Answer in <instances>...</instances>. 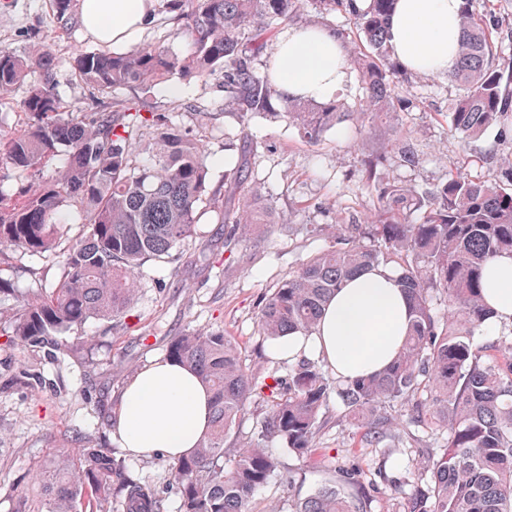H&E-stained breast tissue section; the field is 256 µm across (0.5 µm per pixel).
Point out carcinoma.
Segmentation results:
<instances>
[{"label": "carcinoma", "instance_id": "cac0c4a2", "mask_svg": "<svg viewBox=\"0 0 512 512\" xmlns=\"http://www.w3.org/2000/svg\"><path fill=\"white\" fill-rule=\"evenodd\" d=\"M77 0H50L59 29L73 28ZM164 0L163 8L183 21L190 52L162 47L127 51L79 49L72 68L102 97L124 87L143 88L172 75L207 77L224 73V109L243 120L254 115L292 124L306 142L349 122L407 111L400 96L420 74L393 55L388 21L396 0ZM474 0H464L459 19L462 41L455 69L446 75L464 88L450 113L452 129L482 135L512 113V55L494 15L478 20ZM310 7L321 18L341 14L352 24L336 29L349 64L359 77L352 103L289 100L276 87V60L267 52L271 32L288 26ZM48 50L18 54L0 49V95L40 72L21 103L27 123L18 133L0 129V253L10 247L31 256L56 254L68 234L60 216L76 206L86 232L63 252L59 278L51 288L31 289L17 301L15 335L20 350L38 347L91 318L114 321L126 314L144 263L168 259L193 236L200 204H209L220 224L239 230L255 223L253 204L224 209L221 187L208 180L206 155L163 112L132 98L109 112L78 114L64 104L53 80ZM158 131L152 162L136 160L134 144L143 130ZM64 167L51 174L59 153ZM505 183L482 180L452 161L448 177L428 197L407 186L378 188L377 207L365 224L338 226L333 245L302 261L265 299L257 327L276 339L311 331L337 288L361 269L390 265L413 307L411 332L383 372L349 381L332 380L322 360L302 361L288 382L267 386L272 399L258 437L224 463V444L255 391L252 374L237 345L222 330L175 337L166 357L193 368L212 393L211 429L195 452L174 463L179 512H248L254 493L278 467L265 441L278 438L301 457L313 451L322 407L331 393L345 417L377 433L391 403L422 406L429 393L435 423L448 431L443 453L428 461L426 487H415L404 512H512V339H499L501 363L486 360L473 343L490 309L484 298L486 266L512 254V161L499 164ZM422 210L418 224L403 215ZM448 306L440 319L433 298ZM55 448L40 468V500L19 496L14 512H165L164 499L110 449L82 442ZM294 512H360V502L338 486H322L298 501Z\"/></svg>", "mask_w": 512, "mask_h": 512}]
</instances>
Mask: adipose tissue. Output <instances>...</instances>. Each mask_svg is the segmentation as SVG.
<instances>
[{
  "label": "adipose tissue",
  "mask_w": 512,
  "mask_h": 512,
  "mask_svg": "<svg viewBox=\"0 0 512 512\" xmlns=\"http://www.w3.org/2000/svg\"><path fill=\"white\" fill-rule=\"evenodd\" d=\"M462 0H398L390 43L403 65L444 76L457 63ZM157 0H81L79 22L100 44L132 45L152 22ZM277 82L286 98L327 101L348 76V54L325 25L289 27L273 50ZM484 293L494 311L491 328L512 324V255L489 264ZM412 322V307L396 273L378 266L355 274L325 306L311 332L294 330L271 343L272 356L314 357L343 380L373 375L397 356ZM210 427V393L183 363L158 358L126 383L112 414V435L128 455L191 454Z\"/></svg>",
  "instance_id": "obj_1"
}]
</instances>
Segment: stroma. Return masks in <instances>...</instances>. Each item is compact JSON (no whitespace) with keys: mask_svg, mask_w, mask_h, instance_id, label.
Returning <instances> with one entry per match:
<instances>
[{"mask_svg":"<svg viewBox=\"0 0 512 512\" xmlns=\"http://www.w3.org/2000/svg\"><path fill=\"white\" fill-rule=\"evenodd\" d=\"M91 43L83 28L68 35L59 30L50 0H0V48L19 54L50 49L64 102L73 109L102 112L135 92L118 90L107 103L75 75L70 57ZM138 44L162 45L179 54L188 49L181 22L162 11ZM170 83L179 86V94L168 95L164 85H157L147 94L151 105L203 147L212 185H223L225 174L245 165L247 177L235 197H256L268 221L237 234L228 247L223 225L203 217L175 260L142 267L125 319L88 320L63 334L69 347L61 353L46 347L17 350L9 341L14 329L10 304L0 303V512H12L16 494L30 491L48 450L66 445L73 431L121 455L107 426L118 397L140 367L164 357L175 336L223 330L236 342L256 383L267 382L272 374L287 379L293 365L269 356L270 341L258 332L257 313L264 297L304 259L331 245L328 227L352 223L373 209L374 187L361 180L367 156L385 155L377 185L395 183L425 193L447 178L451 159L466 157L471 175L492 181L499 170L488 153L512 152L511 119L476 139L451 132L448 114L461 90L441 77H426L405 89L414 105L392 121L369 120L358 132L333 128L315 143L303 141L288 122L262 115L243 122L225 112L222 74L204 79L176 75ZM400 130L412 134L416 163L404 162L400 150L384 149ZM56 275L51 259L10 249L0 255V276L16 295H26L38 279L53 284ZM24 375L30 383H21ZM268 410L266 400L250 398L226 440V455L257 437ZM403 412L400 406L389 410L379 439L373 440L344 418L335 399H328L311 459L298 457L280 441L268 442L279 467L253 497L251 512H293L298 500L323 485L342 482L348 472L355 473L357 482L345 491L360 499L363 512H402L412 472L438 456L447 441L424 411L417 423L397 425ZM128 465L164 497L166 512H177L171 460L132 458Z\"/></svg>","mask_w":512,"mask_h":512,"instance_id":"obj_1","label":"stroma"}]
</instances>
